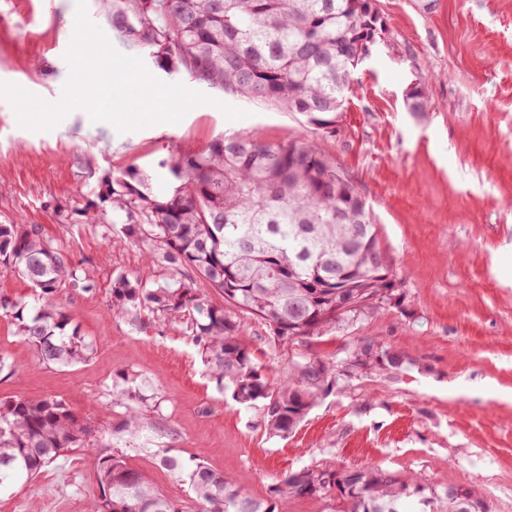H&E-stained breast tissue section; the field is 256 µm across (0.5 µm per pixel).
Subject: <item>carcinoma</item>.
<instances>
[{
  "instance_id": "1",
  "label": "carcinoma",
  "mask_w": 512,
  "mask_h": 512,
  "mask_svg": "<svg viewBox=\"0 0 512 512\" xmlns=\"http://www.w3.org/2000/svg\"><path fill=\"white\" fill-rule=\"evenodd\" d=\"M112 24L169 72L253 102L302 114L316 136H336L356 58L374 20L367 0H118ZM178 181L165 197L125 171L103 180L102 194L121 219L122 236L145 259L170 272L148 288L120 274L109 311L133 323L146 311L159 321L182 320L209 375L240 404L262 405L266 429L292 432L336 383L339 368L376 364L399 368L401 356L365 342L347 362L302 356L269 377L240 336L236 314L262 321L278 342L311 340L386 305L399 304L393 260L378 225L349 179L336 182L334 160L309 139L266 141L232 135L199 151L157 162ZM0 269L34 290L32 301L0 298L44 364L72 366L91 346L72 325L57 295L67 287L91 292L95 279L41 228L0 224ZM205 285L223 303H206ZM115 403L126 408L121 429H140L146 401L138 375L112 379ZM95 422L62 399H0V492L35 479L64 453L90 444ZM98 496L88 512H188L158 492L110 445L94 454ZM157 465L188 482L196 512H278L276 503L243 493L234 480L195 457L164 454ZM336 492L338 512H404L407 500L440 497L422 480L384 470L301 469L290 472L281 496L316 499ZM471 503L447 502L445 512H485L475 489Z\"/></svg>"
}]
</instances>
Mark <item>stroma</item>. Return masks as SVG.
Returning <instances> with one entry per match:
<instances>
[{"mask_svg": "<svg viewBox=\"0 0 512 512\" xmlns=\"http://www.w3.org/2000/svg\"><path fill=\"white\" fill-rule=\"evenodd\" d=\"M377 5L386 40L353 75L344 129L313 139L373 210L401 302L305 345L275 343L250 315L239 321L255 362L273 376L302 355L343 360L364 341L398 350L404 366L338 377L296 430L273 436L259 407L236 403L206 374L179 322L146 314L135 328L110 315L113 275L123 271L151 287L167 272L146 263L138 248L113 246L100 225L76 215L91 203L112 221L102 195L106 175L149 176L161 197L176 181L158 167L160 158L238 132L271 141L311 135L300 114L161 69L113 27L111 5L86 0L89 20L113 47L208 101L180 123L109 134L82 108L34 132L0 98V224L39 226L99 284L93 294L66 288L58 295L91 345L88 359L71 367L42 364L12 320L0 316V355L17 369L0 377V398L65 400L92 416L106 443L159 492L184 502L189 486L157 466L163 453L199 458L263 499H275L288 472L361 467L419 477L438 490L471 485L488 512H512V0ZM76 7L77 0H0V83L59 98ZM414 85L424 94L420 112L406 102ZM224 103L245 118L227 120ZM123 369L142 375L149 398L132 435L114 430L125 409L112 401V378ZM94 452H67L1 495L0 512H87L98 493Z\"/></svg>", "mask_w": 512, "mask_h": 512, "instance_id": "35a3bbf8", "label": "stroma"}]
</instances>
